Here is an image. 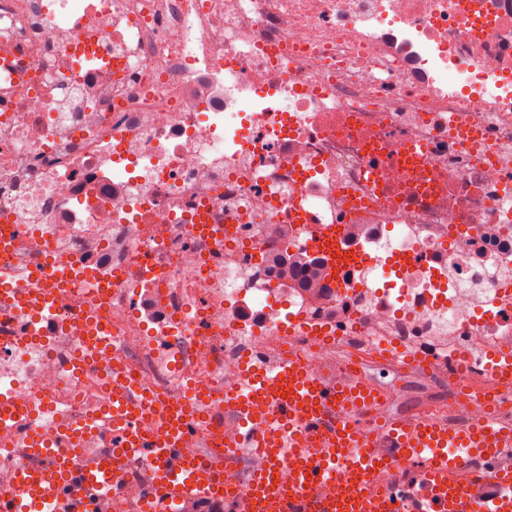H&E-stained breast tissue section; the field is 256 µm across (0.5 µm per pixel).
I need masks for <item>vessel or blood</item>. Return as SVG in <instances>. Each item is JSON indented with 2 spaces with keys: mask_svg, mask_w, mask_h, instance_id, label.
<instances>
[{
  "mask_svg": "<svg viewBox=\"0 0 512 512\" xmlns=\"http://www.w3.org/2000/svg\"><path fill=\"white\" fill-rule=\"evenodd\" d=\"M39 287L19 294L0 288V306L33 321L56 319L58 300L70 278L67 268L37 270ZM68 329L86 357L109 348V334L85 315ZM194 404L159 402L112 368L111 416L79 420L73 443L54 448L42 431L26 446L36 461L13 468L0 482V512H122V468L142 461L151 482L138 512H512V418L487 412L484 395L474 397L481 416L452 426L432 418L385 423L391 446L378 449V433L349 422L374 411L379 399L358 385L338 386L312 374L304 361L286 356L249 367L229 399L243 418L224 444L223 460L188 452L203 418L206 388ZM112 436L107 451L82 446L88 431ZM263 459L242 489L224 486V470L242 451ZM412 465L407 483L393 481L395 460ZM288 471L289 483L280 480Z\"/></svg>",
  "mask_w": 512,
  "mask_h": 512,
  "instance_id": "vessel-or-blood-1",
  "label": "vessel or blood"
}]
</instances>
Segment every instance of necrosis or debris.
I'll list each match as a JSON object with an SVG mask.
<instances>
[{
    "label": "necrosis or debris",
    "mask_w": 512,
    "mask_h": 512,
    "mask_svg": "<svg viewBox=\"0 0 512 512\" xmlns=\"http://www.w3.org/2000/svg\"><path fill=\"white\" fill-rule=\"evenodd\" d=\"M298 210L332 233L336 281L276 267L329 255ZM5 234L10 288L52 258L108 288L62 295L40 339L0 307V471L34 427L67 447L115 363L165 399L208 383L192 449L217 457L238 427L223 391L290 353L387 405L420 377L471 422L449 353L512 355V0H0ZM79 311L117 341L71 377Z\"/></svg>",
    "instance_id": "obj_1"
}]
</instances>
